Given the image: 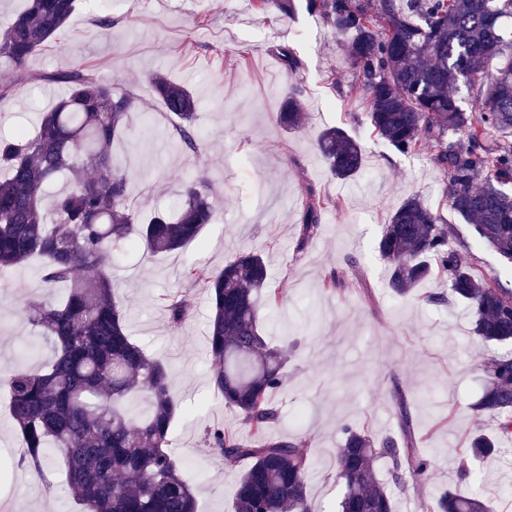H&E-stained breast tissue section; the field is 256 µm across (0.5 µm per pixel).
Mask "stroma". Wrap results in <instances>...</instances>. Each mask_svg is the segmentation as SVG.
Returning a JSON list of instances; mask_svg holds the SVG:
<instances>
[{
  "mask_svg": "<svg viewBox=\"0 0 512 512\" xmlns=\"http://www.w3.org/2000/svg\"><path fill=\"white\" fill-rule=\"evenodd\" d=\"M102 14L113 18L105 31L93 22ZM280 46L300 59L299 70L285 69ZM64 69L95 74L137 99L140 112L114 152L130 173L128 197L143 217L174 207L183 184L201 175L217 210L200 242L170 254H123L112 269L133 340L170 367L172 390L185 410L171 447L196 489L199 512H234L245 468L208 452L206 431L216 425L242 437L250 431L212 392L207 293L187 280L186 270L194 262L221 266L243 251L263 253L272 285L288 289L281 307L263 308L267 342L287 358V380L273 396L280 418L268 433L307 443L314 512H337L343 487L334 458L344 425L377 441L396 436L391 392L397 384L408 393L430 468L421 486L394 490L396 512H423V503L448 489L479 494L493 512H512V442L504 453L471 463L469 478L459 473L483 391L481 367L497 347L475 342L466 306L439 276L417 291L443 294V303L395 297L375 244L391 211L416 194L448 222L452 246L469 251L477 275L512 288V263L451 213L446 178L433 162L438 144L402 155L370 134L342 42L318 16L303 9L291 19L263 13L253 0H82L62 33L23 70L0 60V83L13 84L12 96L0 102V136L37 129L54 104V75ZM159 71L197 98V152L183 150L172 136V119L150 83ZM292 87L302 89L307 106L308 119L297 132L277 123ZM328 127L363 143L360 177L337 180L317 153L315 141ZM310 190L336 206L322 212L321 234L302 245L298 224ZM332 272L348 283L364 282L367 294L326 292L323 282ZM177 292L194 312L175 328L161 298ZM64 293L61 285L48 288L37 258L0 281V375L22 357L35 365L52 358L22 306L29 298ZM20 455L0 383V504L9 512H77L61 473L36 474Z\"/></svg>",
  "mask_w": 512,
  "mask_h": 512,
  "instance_id": "35a3bbf8",
  "label": "stroma"
}]
</instances>
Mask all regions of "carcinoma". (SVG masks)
I'll return each instance as SVG.
<instances>
[{"instance_id":"obj_1","label":"carcinoma","mask_w":512,"mask_h":512,"mask_svg":"<svg viewBox=\"0 0 512 512\" xmlns=\"http://www.w3.org/2000/svg\"><path fill=\"white\" fill-rule=\"evenodd\" d=\"M285 16L294 0H256ZM78 0H28L19 14L0 19V58L16 66L54 39ZM306 8L339 38H350L347 60L365 93L373 133L403 155L436 141L435 165L444 172L450 210L476 237L512 262V0H306ZM53 79L68 92L41 115L33 137L0 138V278L30 258L44 260V279L69 288L58 301L28 299L27 321L53 344L41 367L19 365L5 378L23 462L37 473L61 456L63 472L84 512H197L192 487L170 450V431L182 414L169 370L132 341L124 309L113 293L118 254L144 249L163 254L199 239L216 219L205 177L184 185L173 212L159 210L141 223L128 200V176L112 156V143L138 113L137 99L81 70ZM155 92L173 120L184 149L199 146L197 99L186 86L154 74ZM466 88L467 96L459 95ZM294 89L278 113L292 131L305 124ZM452 134L454 140H445ZM317 149L339 179L364 168L362 146L328 128ZM330 201L308 195L299 245L321 232ZM388 263V285L410 298L438 271L467 305L483 343L512 344V290L473 274L469 253L453 248L448 224L416 195L405 197L383 225L375 246ZM189 280L206 288L208 349L214 395L236 411L253 439L214 427L208 451L248 468L235 488L236 512H313L307 491L311 460L304 444L267 436L278 416L273 394L284 384L283 354L262 336L259 297L283 300L268 287L267 261L242 252L222 267L195 263ZM173 327L191 315L181 295L163 297ZM484 388L474 406L466 454L487 456L512 441V349L482 367ZM398 436L375 441L351 426L336 449L343 485L339 512H393L392 493L376 480L383 460L395 485L425 474L409 401L394 387ZM495 421L492 432L486 419ZM424 512H489L483 498L448 490Z\"/></svg>"}]
</instances>
